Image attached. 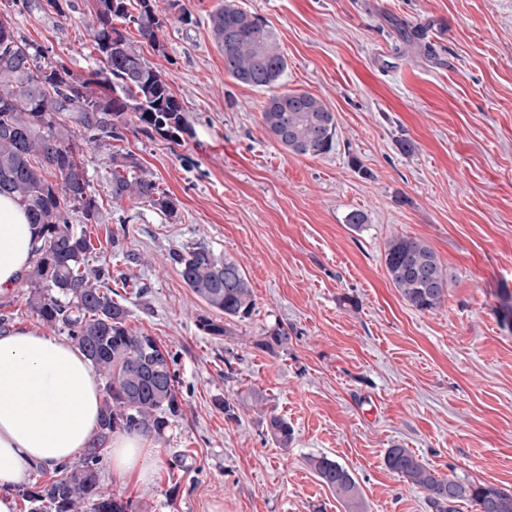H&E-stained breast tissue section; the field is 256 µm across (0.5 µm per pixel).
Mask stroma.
I'll list each match as a JSON object with an SVG mask.
<instances>
[{"label": "stroma", "instance_id": "1", "mask_svg": "<svg viewBox=\"0 0 512 512\" xmlns=\"http://www.w3.org/2000/svg\"><path fill=\"white\" fill-rule=\"evenodd\" d=\"M159 46L143 45L182 103L181 143L130 130L84 152L100 207L86 229L127 324L176 359L183 414L162 437L147 481L101 479L136 512H345L308 460L327 455L357 478L366 512H433L384 464L412 450L445 477L512 490V0H235L274 30L288 69L274 91H305L336 116L334 149L298 156L261 124L270 92L233 80L208 16L221 0H180ZM0 0L30 45L79 76L102 62L94 0ZM133 151L179 201L171 219L114 202L113 148ZM362 212L361 228L346 222ZM426 242L448 269L440 308L419 312L391 285L389 239ZM203 243L246 273L253 314L223 336V315L171 266ZM288 342L266 348L267 331ZM265 397L263 410L245 401ZM285 418L288 448L265 433Z\"/></svg>", "mask_w": 512, "mask_h": 512}]
</instances>
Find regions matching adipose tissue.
Instances as JSON below:
<instances>
[{"instance_id": "ef3b65f1", "label": "adipose tissue", "mask_w": 512, "mask_h": 512, "mask_svg": "<svg viewBox=\"0 0 512 512\" xmlns=\"http://www.w3.org/2000/svg\"><path fill=\"white\" fill-rule=\"evenodd\" d=\"M39 228L16 199L0 196V294L11 291L34 257ZM99 376L73 341L19 326L0 334V512H18L13 494L30 469L54 470L97 442ZM110 468L144 480L146 438L114 435Z\"/></svg>"}]
</instances>
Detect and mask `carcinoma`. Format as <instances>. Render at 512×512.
<instances>
[{
  "label": "carcinoma",
  "instance_id": "obj_1",
  "mask_svg": "<svg viewBox=\"0 0 512 512\" xmlns=\"http://www.w3.org/2000/svg\"><path fill=\"white\" fill-rule=\"evenodd\" d=\"M163 3L179 7V0H95L93 41L103 70L88 79L75 75L60 58L31 51L11 24L0 20V194L19 199L41 231L23 279L27 304L40 323L82 348L104 382L99 424L104 436L119 429L159 437L181 414L174 357L153 337L127 326L129 311L113 297L108 265L97 263L86 232L70 220L74 213L87 224L98 218L81 149L103 138L122 141L133 123L175 144L190 133L183 105L165 76L114 24L132 22L140 37L155 45ZM181 21L195 22L184 7ZM209 26L230 77L268 91L280 83L288 62L262 16L224 0L210 13ZM261 121L295 155L319 156L335 146L336 116L308 92L270 94ZM110 168L113 201L137 199L170 219L177 217V200L134 152L112 151ZM51 176L58 181H50ZM168 259L192 292L224 314V320L246 319L254 312L251 284L234 259L202 243L174 249ZM385 269L401 298L418 311L436 310L448 296V271L421 240L391 238ZM265 428L273 441L288 447L293 432L287 420L270 414ZM384 462L424 492L435 512H455L463 502L473 504L476 512H512L511 492L440 477L407 448L388 449ZM101 465L97 448L61 465L48 482L22 491L28 512H134L131 500L101 484ZM309 466L336 492L346 512H364L359 484L347 467L327 455L310 458Z\"/></svg>",
  "mask_w": 512,
  "mask_h": 512
}]
</instances>
